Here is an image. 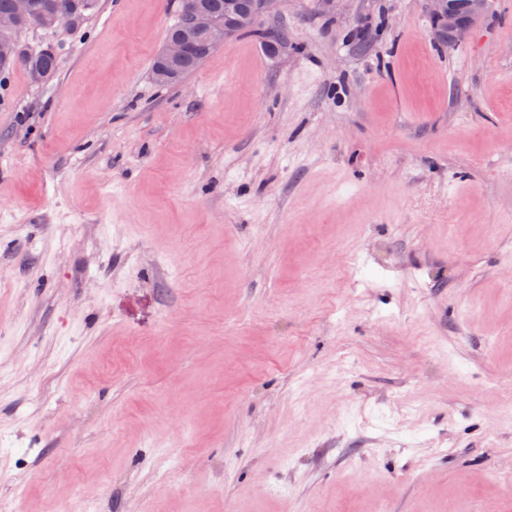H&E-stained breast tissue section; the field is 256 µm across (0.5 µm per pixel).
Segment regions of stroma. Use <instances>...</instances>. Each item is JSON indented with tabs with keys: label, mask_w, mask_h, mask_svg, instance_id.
Returning a JSON list of instances; mask_svg holds the SVG:
<instances>
[{
	"label": "stroma",
	"mask_w": 512,
	"mask_h": 512,
	"mask_svg": "<svg viewBox=\"0 0 512 512\" xmlns=\"http://www.w3.org/2000/svg\"><path fill=\"white\" fill-rule=\"evenodd\" d=\"M179 10L0 72L10 507L512 512V0H282L160 87ZM428 12L434 22L435 33L442 28L441 40L448 45L465 38L471 25L486 12L489 0H426ZM28 51L29 57L25 63L0 62V72L19 69L26 74L29 80H31V73L33 71H37L44 76V79H42L39 73L33 74V83H39L42 80L44 81L54 74L58 61L57 55L51 47L35 51L28 49Z\"/></svg>",
	"instance_id": "1"
}]
</instances>
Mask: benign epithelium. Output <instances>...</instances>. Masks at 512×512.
I'll return each mask as SVG.
<instances>
[{"mask_svg": "<svg viewBox=\"0 0 512 512\" xmlns=\"http://www.w3.org/2000/svg\"><path fill=\"white\" fill-rule=\"evenodd\" d=\"M279 0H254V8L244 9L235 0H228L224 19L209 13L201 0H182L179 31L169 38L157 55L156 78L165 83L177 79L173 64L185 54L188 46L198 36L208 35L219 45L236 31H245L254 26L256 18L273 13ZM434 28L448 32V44H455L468 34L471 25L481 18L489 0H426ZM31 19L41 28H54L59 19L51 13H34L33 0H15L14 12L0 15V59L19 56L20 50L15 32L20 22Z\"/></svg>", "mask_w": 512, "mask_h": 512, "instance_id": "1", "label": "benign epithelium"}]
</instances>
